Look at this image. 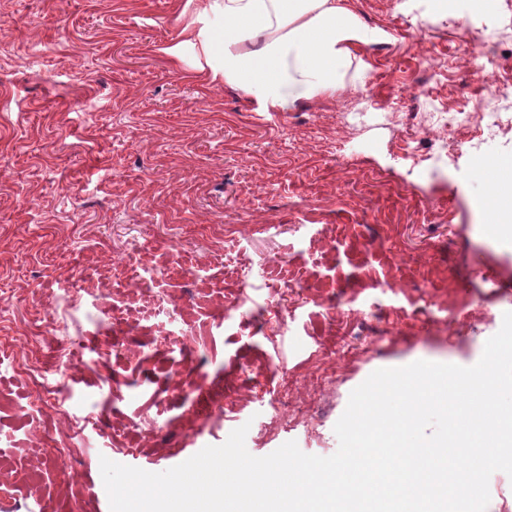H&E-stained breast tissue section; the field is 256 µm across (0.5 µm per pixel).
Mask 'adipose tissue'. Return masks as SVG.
Wrapping results in <instances>:
<instances>
[{"instance_id":"obj_1","label":"adipose tissue","mask_w":512,"mask_h":512,"mask_svg":"<svg viewBox=\"0 0 512 512\" xmlns=\"http://www.w3.org/2000/svg\"><path fill=\"white\" fill-rule=\"evenodd\" d=\"M185 10L194 68L267 111L334 95L368 40L347 0H186Z\"/></svg>"}]
</instances>
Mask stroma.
Here are the masks:
<instances>
[{
  "label": "stroma",
  "instance_id": "obj_1",
  "mask_svg": "<svg viewBox=\"0 0 512 512\" xmlns=\"http://www.w3.org/2000/svg\"><path fill=\"white\" fill-rule=\"evenodd\" d=\"M183 6L0 0V337L24 339L0 354V512H110L101 458L162 472L243 425L253 456L332 455L372 372L474 365L512 311L490 209L512 107L426 163L469 93L462 35L496 30L512 71V0H349L377 36L358 75L284 112L170 54ZM51 336L71 404L30 413L16 368Z\"/></svg>",
  "mask_w": 512,
  "mask_h": 512
}]
</instances>
